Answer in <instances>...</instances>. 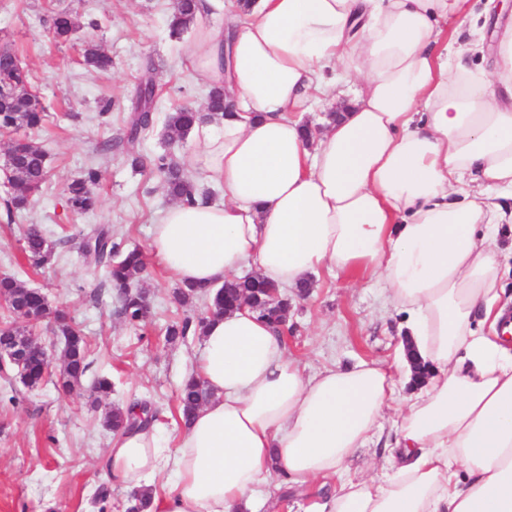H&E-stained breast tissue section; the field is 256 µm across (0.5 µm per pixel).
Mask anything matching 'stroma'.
Returning <instances> with one entry per match:
<instances>
[{
	"label": "stroma",
	"instance_id": "35a3bbf8",
	"mask_svg": "<svg viewBox=\"0 0 512 512\" xmlns=\"http://www.w3.org/2000/svg\"><path fill=\"white\" fill-rule=\"evenodd\" d=\"M175 0H0V46L18 54L30 73L29 88L49 110L44 132L35 138L46 154L48 180L34 196L24 220L7 223L0 189V274L7 273L41 291L51 306L68 307L89 341L90 368L81 386L67 394L52 383L30 389L16 369L0 370V512H126L128 485L107 482L102 459L113 432L104 424L106 407L146 400L158 409L163 435L175 438L182 426L179 388L194 370L201 338L166 343V325L206 311L204 301L181 307L171 294L178 283L156 258H149L142 284L149 289L153 318L133 329L115 313V295L92 256L79 241L97 226L111 229L125 246L149 250V228L171 203L155 174L133 168L122 137L137 87L145 72L157 85L153 126L140 140L142 153H166L187 164L197 152L193 136L170 141L165 116L175 105L205 110L210 87L195 72L190 54L194 31L170 38L168 20ZM69 12L76 30L69 41H53L48 27L54 12ZM112 59L107 70L89 68L86 50ZM99 168L98 203L87 214L70 212L65 186L87 166ZM42 225L50 239L68 235L74 247L60 249L36 268L22 247L29 225ZM290 312L284 341L288 355L314 371L331 365L376 362L390 369L400 394L404 383L399 345L401 320L382 283L351 284L321 272L312 275L306 297L288 289ZM108 377L114 391L93 408L90 387ZM110 495L99 500L98 489ZM272 479L271 495L260 512H308L328 490L322 481L300 484L289 498Z\"/></svg>",
	"mask_w": 512,
	"mask_h": 512
}]
</instances>
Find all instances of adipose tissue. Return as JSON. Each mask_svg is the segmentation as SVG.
Listing matches in <instances>:
<instances>
[{"label": "adipose tissue", "mask_w": 512, "mask_h": 512, "mask_svg": "<svg viewBox=\"0 0 512 512\" xmlns=\"http://www.w3.org/2000/svg\"><path fill=\"white\" fill-rule=\"evenodd\" d=\"M475 18L468 0H251L229 28L197 18L191 59L226 92L223 118L193 127L189 161L224 203L176 202L150 233L184 285L212 287L244 266L296 286L321 271L381 280L406 321L402 350L428 375L399 396L361 362L305 372L250 308L210 319L196 359L212 396L174 445L156 428L118 433L108 478L142 490L169 470L148 512H257L274 472L338 479L312 512H512V347L497 285L512 267V18L493 15L488 66L477 43L446 44ZM359 84L345 95L325 70ZM338 101L308 134L311 99ZM388 434L386 464L348 461Z\"/></svg>", "instance_id": "1"}]
</instances>
